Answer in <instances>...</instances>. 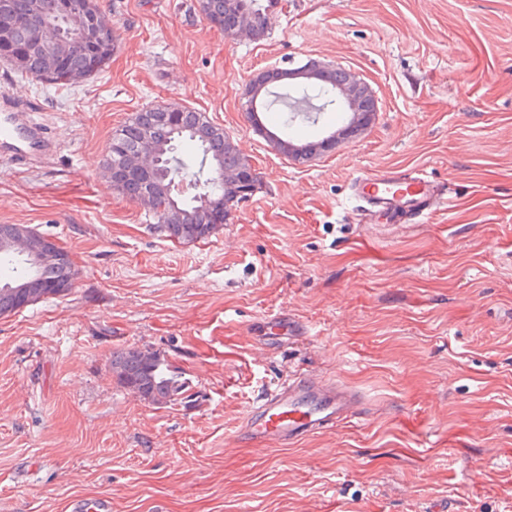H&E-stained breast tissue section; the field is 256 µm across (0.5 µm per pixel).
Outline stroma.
<instances>
[{"label": "stroma", "mask_w": 512, "mask_h": 512, "mask_svg": "<svg viewBox=\"0 0 512 512\" xmlns=\"http://www.w3.org/2000/svg\"><path fill=\"white\" fill-rule=\"evenodd\" d=\"M117 47L65 90L0 63L55 153L0 160V224L69 249L71 292L0 317V512H512V0H278L269 34L224 38L200 0H99ZM367 81L358 140L293 164L253 130L257 72L307 58ZM195 108L259 173L209 239L178 244L106 178L115 129ZM425 171L430 213L385 222L361 173ZM300 334L272 345L279 312ZM159 353L194 402L118 384L113 351ZM349 385L352 423L285 449L239 442L296 374Z\"/></svg>", "instance_id": "1"}]
</instances>
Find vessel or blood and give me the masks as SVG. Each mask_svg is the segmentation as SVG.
<instances>
[{"instance_id":"vessel-or-blood-1","label":"vessel or blood","mask_w":512,"mask_h":512,"mask_svg":"<svg viewBox=\"0 0 512 512\" xmlns=\"http://www.w3.org/2000/svg\"><path fill=\"white\" fill-rule=\"evenodd\" d=\"M50 143L12 106L0 111V158L22 160L42 154ZM354 196L365 206L424 215V202L434 190L425 174L403 178L397 174H363L353 181ZM361 404L355 390L318 378L289 380L251 407L240 434L258 445L286 447L304 437L349 420Z\"/></svg>"}]
</instances>
